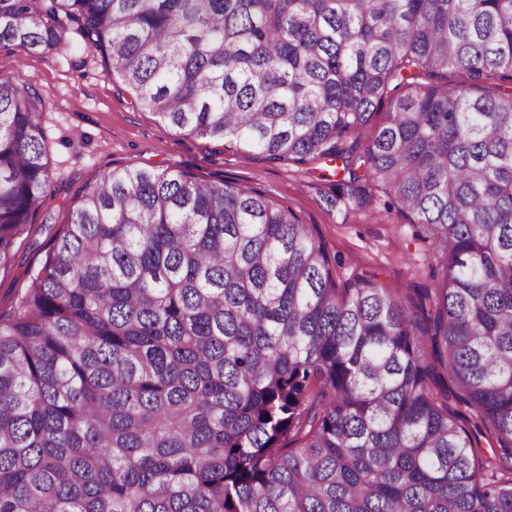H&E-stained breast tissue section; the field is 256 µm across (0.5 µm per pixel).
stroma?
Segmentation results:
<instances>
[{"mask_svg":"<svg viewBox=\"0 0 512 512\" xmlns=\"http://www.w3.org/2000/svg\"><path fill=\"white\" fill-rule=\"evenodd\" d=\"M18 67L45 104L41 125L55 191L39 211L48 220L45 229L21 236L13 262L0 269V312L28 286L84 189L112 170L132 167L184 169L287 205L336 256L337 282L372 275L404 297L438 288L433 246L417 236L405 215L332 208L317 172L267 161L231 138L215 141L176 130L138 107L127 87L107 76L100 53L79 35H71L61 52L0 45V74Z\"/></svg>","mask_w":512,"mask_h":512,"instance_id":"stroma-1","label":"stroma"}]
</instances>
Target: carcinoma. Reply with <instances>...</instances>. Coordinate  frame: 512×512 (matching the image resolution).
<instances>
[{
    "mask_svg": "<svg viewBox=\"0 0 512 512\" xmlns=\"http://www.w3.org/2000/svg\"><path fill=\"white\" fill-rule=\"evenodd\" d=\"M72 24L172 127L404 212L441 286L338 284L256 190L107 173L0 312V512H512V0H0V43ZM44 108L0 74V267L53 191Z\"/></svg>",
    "mask_w": 512,
    "mask_h": 512,
    "instance_id": "cac0c4a2",
    "label": "carcinoma"
}]
</instances>
